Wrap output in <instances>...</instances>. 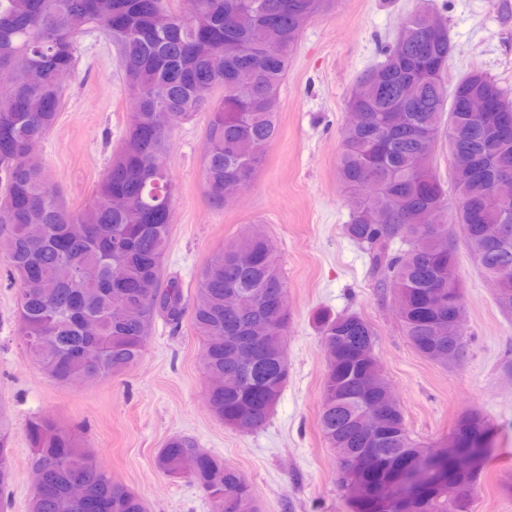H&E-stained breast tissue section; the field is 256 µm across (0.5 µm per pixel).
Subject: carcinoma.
<instances>
[{
    "mask_svg": "<svg viewBox=\"0 0 512 512\" xmlns=\"http://www.w3.org/2000/svg\"><path fill=\"white\" fill-rule=\"evenodd\" d=\"M331 2L198 0L196 13L183 16L169 0H0V69L15 73L0 104V259L19 283L16 334L50 381L65 384L71 372L120 374L141 359L156 317L182 320L181 283H162L173 126L208 114L204 186L210 202L223 206L254 179L263 160L259 147L277 138V90L304 27ZM430 16L426 5L410 14L382 47L383 60L352 88L347 108L357 119L343 128L338 168L344 186L358 196L347 236L368 251L379 286L403 294L400 320L413 347L446 367L448 348L459 360L465 352L448 322V303L435 297L441 292L457 302L465 317L448 225L461 227L481 273L498 285L499 308L512 313V201L494 193L496 185L512 181V141L495 138L482 114L455 106L464 97H485L512 110V101L479 70L448 85V27L432 26ZM90 28L116 50L133 112L92 201L75 212L47 183L28 145L54 128L65 96L59 71L75 69L78 37ZM408 83L414 85L410 98L403 96ZM159 110L168 111L169 122L150 136L146 128ZM443 140L448 188L436 168ZM118 194L127 202L114 209ZM379 209L386 211L382 224ZM469 211L483 212L484 223H469ZM397 240L410 247L393 248ZM62 265L72 269L67 280L57 277ZM115 308L123 318H112ZM189 313L207 354L210 412L232 428H262L289 376L288 289L268 238L246 234L213 253ZM316 324L325 361L319 426L329 447L348 456L339 463L340 479L355 512H399L400 498L410 500L409 512H448L450 490L459 496L457 512H471L477 475L455 468L442 453L448 442L413 439L396 399L385 445L371 466L354 471L353 460L367 447L358 397L390 390L375 354L377 331L356 313H321ZM339 336L355 346L354 359L336 355ZM487 435L485 421L470 415L449 438L471 450ZM28 437L31 467L56 488L52 497L34 489L28 512H79L68 496L73 483L92 498L110 500L112 512H147L139 495L92 462L77 434L39 417ZM192 456L201 462L189 472ZM155 466L169 478L194 482L211 512H259L241 474L187 437L170 438ZM402 470L419 473L418 481L398 484L395 500L378 501L375 486ZM11 478V459L0 452V512L8 509L4 490Z\"/></svg>",
    "mask_w": 512,
    "mask_h": 512,
    "instance_id": "obj_1",
    "label": "carcinoma"
}]
</instances>
